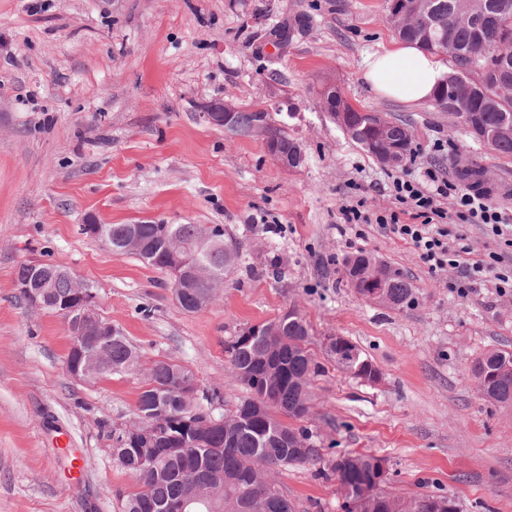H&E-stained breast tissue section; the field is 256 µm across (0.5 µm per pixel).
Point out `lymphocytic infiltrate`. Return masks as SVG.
I'll use <instances>...</instances> for the list:
<instances>
[{
  "instance_id": "f902f5d3",
  "label": "lymphocytic infiltrate",
  "mask_w": 512,
  "mask_h": 512,
  "mask_svg": "<svg viewBox=\"0 0 512 512\" xmlns=\"http://www.w3.org/2000/svg\"><path fill=\"white\" fill-rule=\"evenodd\" d=\"M390 193L395 200L405 206L411 218L410 223H401L398 214H391L382 226L400 239L409 242L423 262L431 268L448 267L456 270L461 293H468L477 274L485 271L483 263H469L471 249L466 245L449 244L444 232L436 225L437 220L447 219L448 213L441 202L448 196H455L456 204L468 213L472 223L487 226L495 236L511 234L501 213L480 192L459 187L448 180L441 169L431 168L426 172L425 182H417L404 177L393 180Z\"/></svg>"
}]
</instances>
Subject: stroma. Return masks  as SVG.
<instances>
[{
	"instance_id": "obj_1",
	"label": "stroma",
	"mask_w": 512,
	"mask_h": 512,
	"mask_svg": "<svg viewBox=\"0 0 512 512\" xmlns=\"http://www.w3.org/2000/svg\"><path fill=\"white\" fill-rule=\"evenodd\" d=\"M395 38L385 0H0V512H119L133 489L108 432L133 419L144 379L70 376L63 319L28 308L15 288L17 267L40 261L90 284L143 363L173 358L219 391L223 414L246 395L225 340L297 309L321 371L294 425L324 459L371 453L385 460L382 492L512 512V406L484 401L470 375L486 350H512V296L488 276L460 295L455 271L431 270L376 222L402 210L395 177L437 164L456 183L474 165L487 182L512 181V156L432 102L369 89L365 57ZM328 78L356 108L408 125L403 164L381 165L329 119L317 94ZM229 98L268 111L302 146L303 166L282 168L262 135L203 117L201 103ZM359 201L366 221L346 223L342 206ZM442 206L452 216L440 229L465 238L472 259L512 253ZM91 218L218 224L241 260L210 306L188 312L165 274L82 233ZM357 251L404 272L416 304L355 293L342 260ZM336 334L379 368V382L337 368L323 346ZM274 478L294 512H349L319 466Z\"/></svg>"
}]
</instances>
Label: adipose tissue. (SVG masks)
<instances>
[{"label":"adipose tissue","instance_id":"adipose-tissue-1","mask_svg":"<svg viewBox=\"0 0 512 512\" xmlns=\"http://www.w3.org/2000/svg\"><path fill=\"white\" fill-rule=\"evenodd\" d=\"M450 72L448 62L416 45L396 42L367 55L363 78L378 95L404 103H424Z\"/></svg>","mask_w":512,"mask_h":512}]
</instances>
